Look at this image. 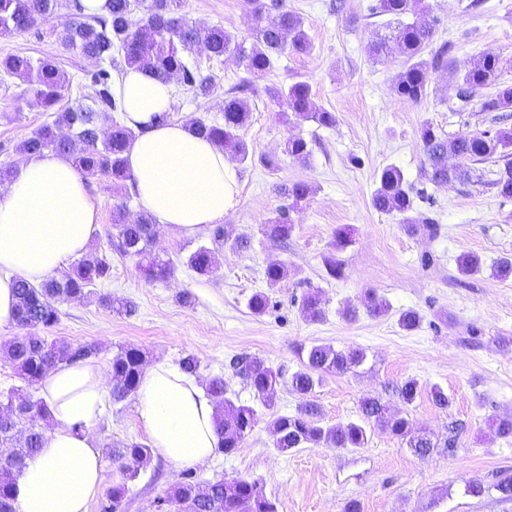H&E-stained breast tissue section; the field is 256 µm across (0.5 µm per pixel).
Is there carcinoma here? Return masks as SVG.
<instances>
[{"instance_id": "carcinoma-1", "label": "carcinoma", "mask_w": 512, "mask_h": 512, "mask_svg": "<svg viewBox=\"0 0 512 512\" xmlns=\"http://www.w3.org/2000/svg\"><path fill=\"white\" fill-rule=\"evenodd\" d=\"M258 21L274 10L276 15L259 28L256 42L249 48L218 26H203L189 22L182 13L184 0H140L142 16L136 17L132 0H109V13L90 19L72 20L63 25V43L82 56L99 62H108L119 72L128 68H147L164 83L178 82L192 91L195 97L206 98L215 90L211 77L201 73L198 63L189 54L201 47L208 58L219 61L236 56L247 73L260 77L269 72L274 61L286 53L306 54L311 42L303 19L289 10L284 0H249ZM57 0H0V38H9L34 27L40 20L54 13ZM425 0H377L371 7L376 16H390L395 22L388 34L371 44L375 60L391 56L402 58V68L392 81V90L398 96L418 103L427 96L429 74L442 69L448 71L458 86L462 101L470 102L476 92L490 88V95L478 101L481 112H512V83L501 78L502 66L497 55L487 52L474 57L465 72L450 69L448 54L451 46L443 43L431 50L436 20L428 16ZM420 13L419 22H406L410 14ZM0 74L16 77L26 85L24 95L32 107L56 112L55 120L35 129L21 144L27 155H41L46 151L68 155L85 176L107 175L112 184L122 187L132 180L125 153L136 132L125 123L115 121L107 135H101L99 116L105 112H124L121 100L112 91L111 74L99 71L93 78L97 86V107L79 105L56 111L58 104L69 94L72 81L52 57L33 59L13 54L0 58ZM242 81L224 93V121L197 120L192 124L195 133L224 150L241 163L249 159V151L241 137L247 126L251 108L237 96L245 90ZM273 97L284 99L288 110L297 121H312L320 127L331 128L336 115L317 108L312 100L310 84L296 81L273 91ZM421 140L428 164L427 176L434 184L452 181L466 182L472 171L469 161L494 158L500 150L512 147V126L495 132L484 131L461 135L449 140L426 124L421 129ZM282 153L297 160L309 156L307 142L291 135L283 143ZM459 160L448 165V157ZM491 185L503 198H512V162L494 172ZM374 209L401 217V223L414 224L410 216L415 207L413 190L403 171L395 166L384 167L371 196ZM156 219L147 211L136 219L127 217L122 203L113 208L109 247L124 256L136 257L139 267L149 278H164L171 274L170 261L151 252L149 246L156 235ZM286 211L269 224L263 225L264 236L272 241L288 237ZM213 250L205 245L197 247L187 257V265L200 275L212 272ZM111 263L105 255H91L75 261L59 277L32 284L24 279L14 288V321L26 335L10 340L0 347V359L9 364L29 386L40 382L49 369L61 364L86 361L97 355L92 343L73 344L65 339L48 340L43 333L60 321L59 304L70 299L88 298L92 287L109 278ZM300 312L309 320L322 317L321 299L316 292L306 294ZM302 368L292 373L288 385L302 399L295 414L279 415L271 422L274 447L280 451L308 446L325 445L332 448H362L367 443L366 425L375 424L401 439L414 452L425 454L432 448L431 441L414 431L408 417L401 415L378 397L360 401L361 421L336 426L324 425L318 419L319 408L311 400L316 386L325 374L345 375L355 370L364 360L359 349L337 351L326 345H312L300 349ZM233 373L245 379L253 389L257 401L266 409L275 406L276 389L283 376L265 365L258 357H237L230 361ZM146 368V353L136 347H122L112 357V403L119 404L135 395ZM206 391L216 405V431L221 450L232 454L241 447L258 421L257 410L227 396L224 377L216 375L208 380ZM421 386L416 379L405 381L400 389L403 403L412 404ZM10 412L9 422L0 420V445L16 443V449L0 458V512H16L13 486L26 465L27 458L43 447L50 426V411L44 402L33 398L21 388L0 392V414ZM113 463L123 471L125 478L134 481L140 470L150 461L149 446L131 442L107 450ZM126 488L112 489L100 512H123ZM157 512H279L278 504L269 498L256 480L242 478L218 480L202 487L191 474L165 496L155 502Z\"/></svg>"}]
</instances>
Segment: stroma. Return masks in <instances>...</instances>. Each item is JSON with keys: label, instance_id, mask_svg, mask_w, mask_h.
I'll return each mask as SVG.
<instances>
[{"label": "stroma", "instance_id": "obj_1", "mask_svg": "<svg viewBox=\"0 0 512 512\" xmlns=\"http://www.w3.org/2000/svg\"><path fill=\"white\" fill-rule=\"evenodd\" d=\"M340 1L345 4L341 10L336 7ZM374 2L285 0L304 19L312 49L279 56L261 77L248 76L235 58L216 62L195 52L216 88L205 99L175 88L174 120H222L225 91L243 80L250 85L252 112L244 140L254 159L237 165L238 203L223 219L230 241L249 239V248L234 249L230 241L212 245L215 269L201 276L187 267L186 258L197 246L211 245L208 230L186 236L161 226L152 249L170 259L174 270L165 279L148 280L136 259L110 250L107 239L114 205L126 203L129 215L137 216L142 210L137 196L128 187L114 190L110 177H88L99 212L89 250L107 256L111 276L95 286L94 298L63 303L60 321L47 336L96 344L97 358L106 364L126 346L145 351L152 365L195 355L199 382L224 376L229 397L249 405L255 398L247 382L233 376V356L261 358L288 377L302 367L299 348H358L366 359L356 372L323 376L316 389L322 422L359 421L361 398L375 395L401 406L415 428L430 436L432 450L415 454L374 426L362 448L279 451L269 423L273 415L294 414L301 403L284 383L274 411H261L236 453L215 454L190 471L155 457L130 483L116 464L104 460L101 489L89 512H99L100 500L121 484L126 487L123 512H155L157 498L188 471L202 484L232 478L259 481L279 512H343L351 500L358 502L360 512H512V500L500 499L493 489L503 473L512 474V438L499 437L489 427L493 417L512 416V276L500 278L490 271L495 261L512 259V199L500 197L491 186L488 162L475 164L469 182L429 183L421 142L423 124L452 139L497 129V115L463 103L444 70L431 72L429 93L421 102L398 97L391 85L400 58L381 64L370 54L372 41L385 30L384 17L367 10ZM428 2L438 19L434 41L452 43L457 71H464L474 55L490 51L502 62L503 80L512 83V0ZM184 12L189 21L224 27L245 42L256 37L257 21L247 0H186ZM71 14V0H58L42 23L0 39V57L56 58L73 80L64 101L68 107L89 103V76L98 69L58 39ZM297 80L310 84L319 107L335 113L334 127L295 124L286 103L272 99L274 88ZM50 119V113L28 106L18 79L0 80V168L15 169L24 158L21 142ZM295 133L308 143L307 160L280 153L283 140ZM274 155L280 161L272 171L260 159ZM390 164L425 191L416 203L415 227L371 205L377 175ZM296 182L312 185L315 193L291 211L288 239L273 243L263 237L261 226L276 216L286 202L285 188ZM342 228L351 243L340 254L344 275L335 279L327 275L323 258ZM463 254L478 256L482 271L459 274L457 259ZM272 262L288 267L287 279L274 285L265 278ZM314 289L321 293L323 316L309 321L299 304ZM369 290L386 299V314L377 316L363 307ZM257 291L269 298L260 316L247 306ZM184 293L191 295V305L181 303ZM99 294L130 302L133 313L117 315L99 306ZM349 307L356 309V318L345 316ZM406 309L421 318L415 330H403L397 323ZM411 378L423 391L404 406L399 390ZM435 385L451 398L448 410L430 401L427 392ZM92 432L102 449L148 441L131 398L108 404ZM471 481L483 483L486 493L467 495Z\"/></svg>", "mask_w": 512, "mask_h": 512}]
</instances>
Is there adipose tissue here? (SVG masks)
I'll use <instances>...</instances> for the list:
<instances>
[{
	"instance_id": "ef3b65f1",
	"label": "adipose tissue",
	"mask_w": 512,
	"mask_h": 512,
	"mask_svg": "<svg viewBox=\"0 0 512 512\" xmlns=\"http://www.w3.org/2000/svg\"><path fill=\"white\" fill-rule=\"evenodd\" d=\"M115 89L126 125L137 133L127 160L144 209L188 234L221 221L237 203L236 170L186 122L169 119L171 85L129 68ZM97 228L96 208L71 158L47 153L20 162L0 187V326L14 320L15 281L49 277L86 252ZM111 389L110 368L94 359L44 375L39 395L54 427L16 480L17 512H88L102 481L92 426ZM137 415L154 453L164 459L195 467L217 452L214 403L177 365L144 371Z\"/></svg>"
}]
</instances>
